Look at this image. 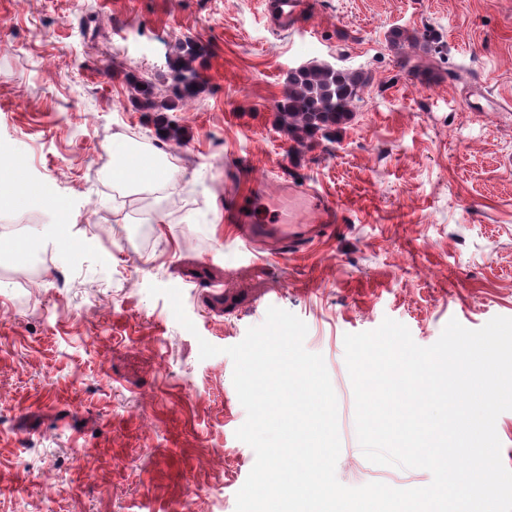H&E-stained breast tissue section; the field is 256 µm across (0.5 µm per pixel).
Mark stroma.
<instances>
[{
	"mask_svg": "<svg viewBox=\"0 0 512 512\" xmlns=\"http://www.w3.org/2000/svg\"><path fill=\"white\" fill-rule=\"evenodd\" d=\"M426 47L394 51L391 30ZM204 45L205 89L155 146L129 76L169 82L165 49ZM362 72L354 118L297 146L274 123L288 73ZM176 186L147 207L112 178L131 133ZM308 181L344 223L294 253L245 252L224 222V170ZM0 201L30 238L0 258V512H236L255 462L225 347L269 307L303 320L338 400V480L423 487L424 469L370 463L355 431L344 336L390 318L421 346L450 320L512 317V0H315L303 30L263 0H0ZM175 287L195 325L166 297ZM220 347L203 359L200 341Z\"/></svg>",
	"mask_w": 512,
	"mask_h": 512,
	"instance_id": "stroma-1",
	"label": "stroma"
}]
</instances>
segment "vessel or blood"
Here are the masks:
<instances>
[{
    "instance_id": "b4317fda",
    "label": "vessel or blood",
    "mask_w": 512,
    "mask_h": 512,
    "mask_svg": "<svg viewBox=\"0 0 512 512\" xmlns=\"http://www.w3.org/2000/svg\"><path fill=\"white\" fill-rule=\"evenodd\" d=\"M268 17L289 29L302 28L312 10L311 0H267ZM225 177L235 188L224 195V221L231 224L248 249L282 255L308 245L340 223L341 212L333 200L315 188L289 182L277 198L250 187L248 163L230 168Z\"/></svg>"
}]
</instances>
